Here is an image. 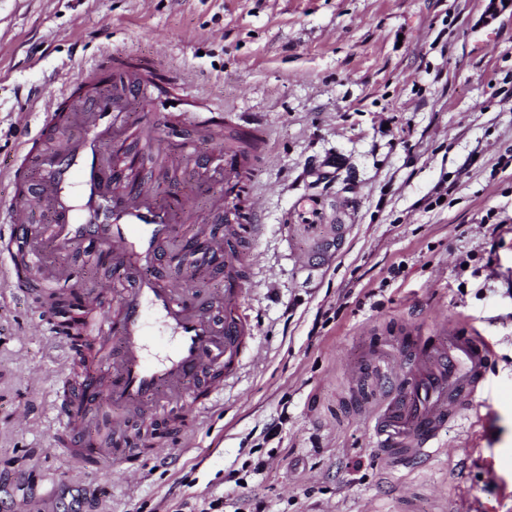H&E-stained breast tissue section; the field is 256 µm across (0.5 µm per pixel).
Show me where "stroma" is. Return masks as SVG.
<instances>
[{
  "instance_id": "obj_1",
  "label": "stroma",
  "mask_w": 512,
  "mask_h": 512,
  "mask_svg": "<svg viewBox=\"0 0 512 512\" xmlns=\"http://www.w3.org/2000/svg\"><path fill=\"white\" fill-rule=\"evenodd\" d=\"M488 0H0V206L38 127L40 100L109 55L152 58L178 79L154 123L182 167L163 172L129 142L142 180L196 215L175 244L203 238L224 174L198 167L219 140L261 128L250 157L262 193L260 263L237 298L248 330L224 394L192 424L169 463L153 444L186 414L151 423L103 401L78 427L90 441L120 422L140 475L81 471L54 404L73 376L39 300L0 297V512L30 498L51 512H512V5ZM215 112L211 122L193 113ZM346 227L323 262L314 242ZM65 265L58 289L97 294L109 261L88 242L42 252ZM463 330L493 353L475 410L440 453L393 468L369 417L386 390L377 362L441 332ZM44 375L31 381L30 368ZM33 407L27 428L17 413Z\"/></svg>"
}]
</instances>
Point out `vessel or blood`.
<instances>
[{
	"label": "vessel or blood",
	"mask_w": 512,
	"mask_h": 512,
	"mask_svg": "<svg viewBox=\"0 0 512 512\" xmlns=\"http://www.w3.org/2000/svg\"><path fill=\"white\" fill-rule=\"evenodd\" d=\"M90 82V77H78L77 88L41 101L34 139L42 142L48 132L58 139L38 151L39 176L27 190L26 202L0 210V277L13 293H37L33 277L17 269L12 243L28 224L31 209L50 204L52 222L39 232L40 240L62 250L92 241L112 260L111 277L102 285L103 302L91 324L97 339L118 341L119 348L112 356L111 376L90 380L89 398L133 405L177 389L186 412L195 415L223 395L224 385L210 381L202 397L186 391L185 381L201 369L229 370L236 364L246 334L235 303L242 284L225 279L224 312L217 315L212 302L164 278L165 246L177 234L179 217L187 209L157 202L147 183H130L122 155H115L113 164H102L103 148L115 131L127 139L134 131L125 125L121 98L91 95ZM165 91L148 61L126 82L127 95L148 111ZM244 165L239 154L227 159L223 207L235 210L241 198H249L250 221L227 225L223 235L208 241L210 253L223 254L228 266L236 264L238 255L226 250L225 237L241 239L260 229L259 202L252 197L253 179L244 174ZM153 319L168 335V343L157 344L150 336L148 323ZM489 359V342L458 332L434 337L431 346L415 351L412 359L377 365V373L391 388L372 420L371 437L384 457L402 465L435 455L449 426L472 410ZM67 452L84 471L110 462L126 477L137 475L133 460L117 454L108 434L89 442L71 441Z\"/></svg>",
	"instance_id": "vessel-or-blood-1"
}]
</instances>
